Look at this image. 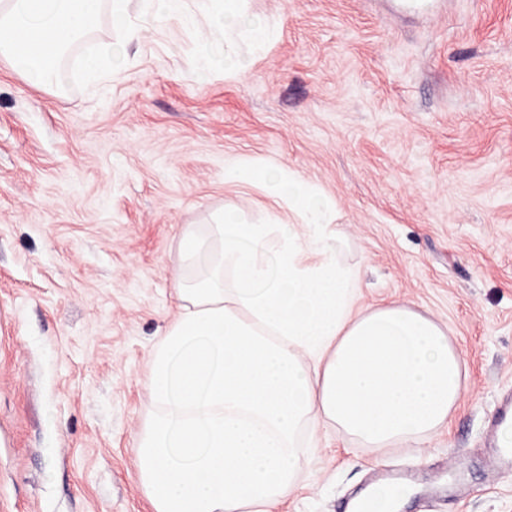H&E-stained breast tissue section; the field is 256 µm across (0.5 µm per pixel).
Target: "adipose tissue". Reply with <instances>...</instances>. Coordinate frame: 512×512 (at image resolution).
<instances>
[{
  "label": "adipose tissue",
  "instance_id": "ef3b65f1",
  "mask_svg": "<svg viewBox=\"0 0 512 512\" xmlns=\"http://www.w3.org/2000/svg\"><path fill=\"white\" fill-rule=\"evenodd\" d=\"M101 4L0 0V59L48 84L78 43L96 79L104 59L88 43ZM283 190L298 223L211 225L218 257L175 288L137 448L155 512H271L294 493L311 455L301 440L319 427L374 448L422 441L461 399L447 330L395 302L358 309L310 189Z\"/></svg>",
  "mask_w": 512,
  "mask_h": 512
}]
</instances>
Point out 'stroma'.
Returning a JSON list of instances; mask_svg holds the SVG:
<instances>
[{"label":"stroma","instance_id":"1","mask_svg":"<svg viewBox=\"0 0 512 512\" xmlns=\"http://www.w3.org/2000/svg\"><path fill=\"white\" fill-rule=\"evenodd\" d=\"M267 39L124 0L91 33L117 53L89 86L0 60V512H154L136 448L149 360L197 271L183 233L216 216L291 222L245 161L329 199L357 304L447 327L464 392L430 439L372 448L318 431L272 512H339L382 467L413 468L397 512H512L486 430L512 390V0H237ZM220 38L244 74L196 61Z\"/></svg>","mask_w":512,"mask_h":512}]
</instances>
